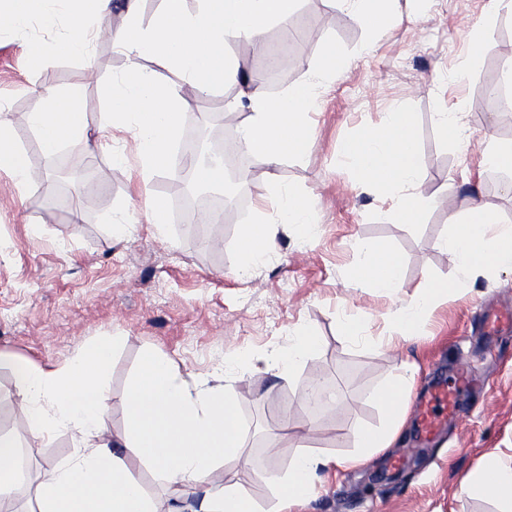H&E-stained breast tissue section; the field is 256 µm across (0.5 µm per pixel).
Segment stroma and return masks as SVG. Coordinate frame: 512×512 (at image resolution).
I'll list each match as a JSON object with an SVG mask.
<instances>
[{
	"label": "stroma",
	"mask_w": 512,
	"mask_h": 512,
	"mask_svg": "<svg viewBox=\"0 0 512 512\" xmlns=\"http://www.w3.org/2000/svg\"><path fill=\"white\" fill-rule=\"evenodd\" d=\"M488 0H400V19L374 32L357 22L341 0H299L291 19L270 24V38L292 43L287 75L270 90L277 96L308 83V145L302 156H285L276 184L265 168L243 167L237 195L245 208L226 223L194 229L175 207L186 174L182 140L169 164L147 178L114 165L106 151L86 155L98 175L97 195L74 206L51 205L53 184L28 179L16 185L0 172V435L17 446L9 497L17 512L55 463L70 458L76 439L68 431H39L19 419L13 362L43 368L68 363L104 336L123 342L104 370L105 436L123 433L124 392L143 352L168 356L188 386L226 368L244 423L245 462L225 461L218 479L241 483L263 512H272L277 490L270 474L287 475L298 455L343 459L357 453L355 431L380 429L386 416L374 399L404 365H413L412 396L467 358L483 390L461 397L463 410L437 441L418 442L408 416L398 447L356 469L337 467L305 512H495L487 498L463 493L462 483L492 450L512 451V334L485 346L469 334L486 300L512 309V271L470 272L453 264L442 246L452 217L478 198L503 222L512 223V172L482 166L481 150L492 140L512 145V108L484 98L485 79L512 66V13L487 15ZM67 33L62 0H55L42 29L0 33V107L7 112L15 147L30 169L51 167L31 122L43 108L42 89L79 94L89 134H96L108 107L107 93L126 73V57L111 40L91 42L86 55H59ZM483 45L470 63V39ZM345 64L322 69L329 50ZM240 88L227 84L191 102L186 126L215 129L219 118H247L228 111ZM410 112L417 131L421 175L414 191L424 208L417 224L392 220L397 198L357 188L353 161L343 145L381 126L388 113ZM463 135L446 137L442 116ZM292 189L313 208L308 234L279 223L274 207L258 208V194ZM165 206L163 225L148 221L150 199ZM269 224L276 247L247 276L237 274L244 225ZM125 224V238L112 227ZM381 243L402 261L401 288L388 297L349 278L362 260L360 245ZM450 292L434 297L415 339L389 345L399 308L431 282ZM364 327L356 340L344 336V318ZM318 345L300 378L270 386L267 360L302 329ZM319 375L335 395L314 411L304 400L303 380Z\"/></svg>",
	"instance_id": "stroma-1"
}]
</instances>
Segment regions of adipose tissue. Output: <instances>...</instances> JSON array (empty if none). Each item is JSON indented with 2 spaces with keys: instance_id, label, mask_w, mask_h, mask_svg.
Masks as SVG:
<instances>
[{
  "instance_id": "obj_1",
  "label": "adipose tissue",
  "mask_w": 512,
  "mask_h": 512,
  "mask_svg": "<svg viewBox=\"0 0 512 512\" xmlns=\"http://www.w3.org/2000/svg\"><path fill=\"white\" fill-rule=\"evenodd\" d=\"M65 2L69 30L57 50L85 54L97 35L91 18L110 14L112 0ZM141 2L123 0L128 22L112 34V43L126 55L129 68L122 85L110 95L111 110L103 128L125 127L137 144L140 172L147 175L166 163L170 145L187 117L181 84L204 93L241 79L237 59L226 52L228 41L240 39L261 49L268 23L290 18L296 0H201L194 14L185 12L184 0H164L160 21L147 28L138 20ZM144 57L155 60L156 70L142 69ZM245 96L249 115L241 126L238 146L276 170L285 155L301 153L307 146L304 116L311 91L301 85L273 96L256 84ZM43 99L45 106L33 113L32 123L45 152L51 155L62 144L83 142L86 124L81 100L52 90L45 91ZM343 152L354 161L362 186L383 195L404 190L393 216L402 223H419L422 206L408 192L419 175L410 113H389L380 127L345 143ZM451 226L443 247L454 264L470 270L512 271V225L502 224L494 211L470 206ZM273 238L268 225H245L240 233L239 275L266 260ZM363 252L364 259L351 269L350 280L396 295L401 281L399 257L374 242L364 244ZM120 342L117 336L101 338L50 371L29 363L15 365L19 405L28 423L69 428L78 439L76 454L55 465L36 486L31 512H171L144 493L126 464L130 454L156 468L164 480L197 488L199 496L191 512H260L245 486L211 479L218 462L241 456L243 426L237 395L230 386L204 382L189 390L172 360L147 352L125 395V431L114 440L104 437L102 374ZM315 347L312 334L302 331L287 350L271 358L268 369L280 381L294 377ZM376 398L390 424L382 431L357 432L360 452L345 458V467L362 466L369 455L395 447L400 439L409 410L404 378L393 380ZM333 464L330 458L299 456L287 477L278 481L277 512H302L315 495L322 471ZM463 490L492 498L498 512H512V459L484 455Z\"/></svg>"
}]
</instances>
